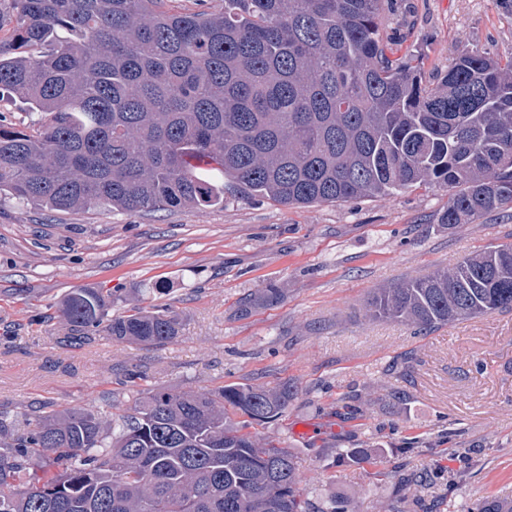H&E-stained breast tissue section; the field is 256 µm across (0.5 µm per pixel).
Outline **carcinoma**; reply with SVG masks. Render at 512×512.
Returning a JSON list of instances; mask_svg holds the SVG:
<instances>
[{"mask_svg":"<svg viewBox=\"0 0 512 512\" xmlns=\"http://www.w3.org/2000/svg\"><path fill=\"white\" fill-rule=\"evenodd\" d=\"M0 192L51 210L130 213L224 205V188L306 207L448 192L453 228L512 205V57L465 47L434 87L392 58L383 0H8ZM366 316L426 334L512 312V245L380 288ZM67 340L163 345L167 310L108 317L94 288L62 301ZM291 386L145 389L133 415L40 410L0 420V512H308L286 448L224 422L275 420ZM5 112L6 115L12 116L11 119L16 123H24L25 125L30 122V119H37V114L32 117L25 112H30L27 106L18 98L5 96L0 97V113Z\"/></svg>","mask_w":512,"mask_h":512,"instance_id":"obj_1","label":"carcinoma"}]
</instances>
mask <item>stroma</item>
I'll return each instance as SVG.
<instances>
[{
	"label": "stroma",
	"mask_w": 512,
	"mask_h": 512,
	"mask_svg": "<svg viewBox=\"0 0 512 512\" xmlns=\"http://www.w3.org/2000/svg\"><path fill=\"white\" fill-rule=\"evenodd\" d=\"M396 56L444 76L463 46L512 57L499 0H385ZM446 192L286 207L241 194L223 207L128 213L54 211L0 197V419L40 406L132 413L143 388L275 387L295 395L278 420L228 411L262 444L291 451L310 512H512V313L426 335L370 321L380 288L512 244V208L448 228ZM77 288L109 295L110 315L165 309L161 346L105 336L73 347L59 304ZM280 292L266 303L262 292Z\"/></svg>",
	"instance_id": "obj_1"
}]
</instances>
